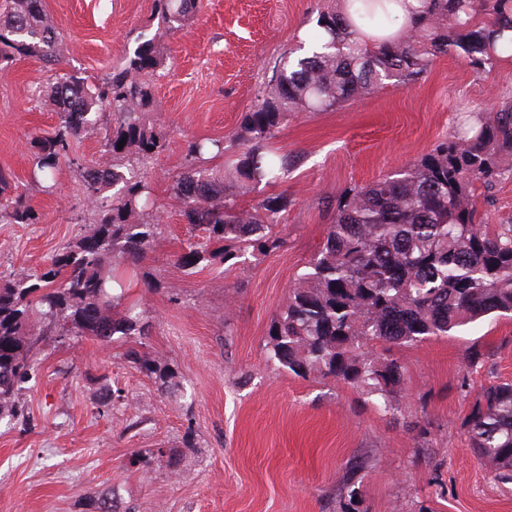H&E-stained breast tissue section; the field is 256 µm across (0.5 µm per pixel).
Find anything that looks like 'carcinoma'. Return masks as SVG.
<instances>
[{"instance_id": "carcinoma-1", "label": "carcinoma", "mask_w": 512, "mask_h": 512, "mask_svg": "<svg viewBox=\"0 0 512 512\" xmlns=\"http://www.w3.org/2000/svg\"><path fill=\"white\" fill-rule=\"evenodd\" d=\"M155 6L163 30L139 43L112 73L93 84L65 73L43 92L58 123L53 133L33 137L34 171L48 181L64 162L77 168L88 198L106 187L113 193L89 228L49 264L0 286V420L24 418L16 397L47 337L64 343L87 336L109 347L116 336L147 335L138 314L110 313L122 296L113 293L115 276L104 268L110 261L135 272L157 245L144 169L165 141L151 115L150 76L163 62L158 42L179 31L200 0H155ZM412 14L413 25L372 46L366 31L391 23L384 4L342 0L321 11L309 37L317 50L294 56L303 49L300 41L283 55L233 132L243 151L224 172L206 167L208 155L224 152V140L189 143L172 192L183 202L185 221L204 236L186 240L175 255L179 267L191 272L232 247L267 253L288 246L277 230L288 196L250 207L238 202L251 186L282 180L297 165L299 157L271 146L288 118L338 110L389 82L409 86L438 56L455 53L480 75L512 54V0H416ZM57 39L44 0H11L0 17V64L36 57L56 66ZM96 125L106 126L102 147L110 163L85 166L72 157V141ZM510 177L512 102L485 112L476 125L407 165L345 188L327 202L331 216L323 240L274 321L269 359L295 375L316 373L348 384L385 413L400 412L404 366L390 356L369 355L368 345L413 348L512 316V224H485L478 209V191L487 200ZM39 221L0 171V222ZM128 356L162 391H177L167 368L136 350ZM465 426L480 464L512 480V382L483 386Z\"/></svg>"}]
</instances>
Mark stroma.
I'll use <instances>...</instances> for the list:
<instances>
[{
  "mask_svg": "<svg viewBox=\"0 0 512 512\" xmlns=\"http://www.w3.org/2000/svg\"><path fill=\"white\" fill-rule=\"evenodd\" d=\"M331 0H202L167 38L153 77L166 147L148 168L159 238L143 265L154 290L130 289L150 324L144 345L103 347L87 337L48 342L19 394L26 423L0 421V512H95L111 491L116 512H340L355 477L359 512H512V483L474 457L464 423L480 387L512 381V319L479 323L398 354L403 415L395 419L354 388L299 377L269 362V329L320 244L324 202L404 166L479 112L512 100V66L474 74L458 56L435 59L415 85H390L333 112L290 118L273 141L299 155L287 181L259 184L240 204L281 193L287 249L215 258L194 272L174 263L191 234L172 183L189 141L220 138V169L240 152L228 136L250 111L281 55L313 31ZM59 33L56 68L36 58L0 65V171L40 213L37 224L0 223V284L36 269L90 223L96 206L73 167L44 192L31 173V136L57 116L40 93L76 69L111 72L161 20L154 0H45ZM141 348L183 387L166 396L128 359ZM484 361L469 367L473 350ZM114 396L107 407L99 398ZM429 430L418 437L413 421Z\"/></svg>",
  "mask_w": 512,
  "mask_h": 512,
  "instance_id": "stroma-1",
  "label": "stroma"
}]
</instances>
